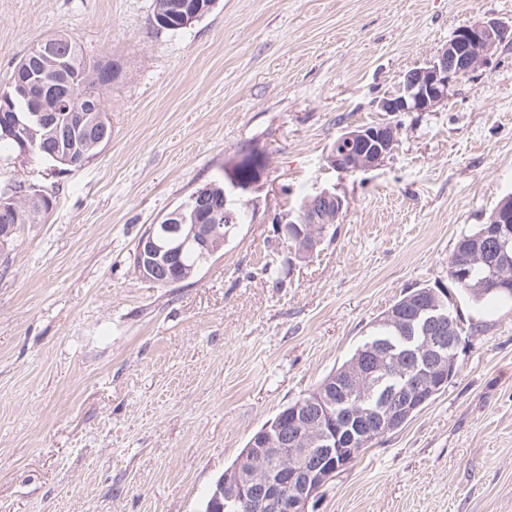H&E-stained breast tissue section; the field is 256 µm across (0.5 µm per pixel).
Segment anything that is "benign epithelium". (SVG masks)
Wrapping results in <instances>:
<instances>
[{"label": "benign epithelium", "instance_id": "obj_1", "mask_svg": "<svg viewBox=\"0 0 512 512\" xmlns=\"http://www.w3.org/2000/svg\"><path fill=\"white\" fill-rule=\"evenodd\" d=\"M213 6L211 0H195L191 11L177 20L184 27ZM512 39V23L494 17L466 23L458 28L448 45L441 48L423 66L404 76L398 89L379 102L382 112H427L448 96V84L457 70H476L502 43ZM67 40L63 33L50 35L33 45L21 58L15 69V78L22 86L41 81L44 74L50 82L44 85L50 109L30 107L9 113H0V129L20 145V155L33 154L34 128L47 122L46 112L86 113L94 123L104 126L107 114L102 112L104 84L102 76H112L110 65L99 63L88 72L77 69L57 52L60 43ZM39 64L34 68L33 64ZM95 79L93 91L85 89L88 78ZM86 118L65 122V135L71 144L86 143L91 150L106 144V136L85 140ZM340 140L356 145L352 157L332 153L331 166L341 172L350 168L369 169L388 156L397 141V129L389 124L356 127L344 132ZM262 176L242 184L233 175L224 176V217L229 224L236 222L242 196L258 187ZM344 200L324 189L308 200L309 224H321L332 209L342 210ZM185 206L171 211L159 224L152 225L139 240L136 248L139 263L137 272L148 278L156 274L158 266L171 256L192 252L203 260L216 254L213 248L215 229L211 224H187L183 215ZM447 314L437 301L418 308L409 319V335L401 344L382 339L362 353L350 382L349 392L339 400L327 390L299 404L295 416L301 429L289 435L278 426L264 429L254 439L255 446L239 460L236 468L221 477L212 494L207 512H224V501L244 503L253 499L276 509V512H308V505L326 485L340 466L355 459L352 448L336 447V438L326 431L336 419V406L345 402L353 406L352 419L363 436L384 435L390 428L392 414L406 405L407 395L394 392L367 404L354 402V397L373 393L380 388L377 358L404 359L427 372V378L446 374L453 354L460 343L457 336L446 334Z\"/></svg>", "mask_w": 512, "mask_h": 512}]
</instances>
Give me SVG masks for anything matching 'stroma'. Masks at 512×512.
Here are the masks:
<instances>
[{
	"instance_id": "1",
	"label": "stroma",
	"mask_w": 512,
	"mask_h": 512,
	"mask_svg": "<svg viewBox=\"0 0 512 512\" xmlns=\"http://www.w3.org/2000/svg\"><path fill=\"white\" fill-rule=\"evenodd\" d=\"M489 16L512 21V0H215L179 30L153 0H0V91L56 32L119 67L85 165L0 147V187L53 200L0 240V512H203L250 436L419 286L459 316L458 372L308 510L512 512V300L448 277L512 193V44L430 111L378 108ZM383 123L398 140L379 164H328L344 130ZM250 151L265 177L223 250L183 283L140 278L145 229ZM324 189L343 214L298 255L276 221Z\"/></svg>"
}]
</instances>
